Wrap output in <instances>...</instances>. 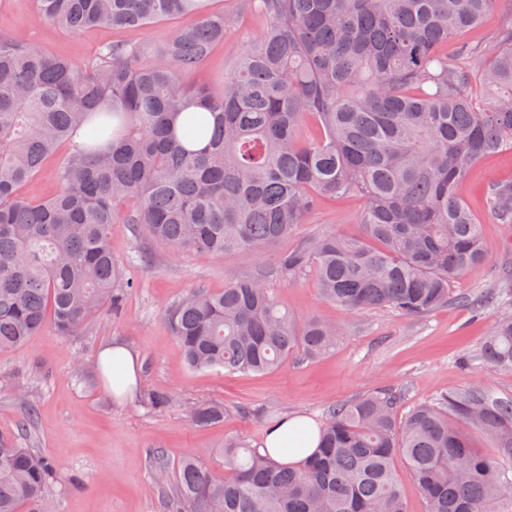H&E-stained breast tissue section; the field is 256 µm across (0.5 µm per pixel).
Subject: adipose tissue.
Here are the masks:
<instances>
[{"label": "adipose tissue", "mask_w": 512, "mask_h": 512, "mask_svg": "<svg viewBox=\"0 0 512 512\" xmlns=\"http://www.w3.org/2000/svg\"><path fill=\"white\" fill-rule=\"evenodd\" d=\"M101 368H112L120 374L119 383L113 384L112 392L117 400H127L131 387L137 386L141 370L137 351L125 342L114 340L105 344L98 353ZM319 427L311 418L292 414L273 428L267 430L261 452L283 465H295L311 455L317 448Z\"/></svg>", "instance_id": "adipose-tissue-1"}]
</instances>
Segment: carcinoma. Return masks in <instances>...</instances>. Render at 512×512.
Returning a JSON list of instances; mask_svg holds the SVG:
<instances>
[{"instance_id":"obj_1","label":"carcinoma","mask_w":512,"mask_h":512,"mask_svg":"<svg viewBox=\"0 0 512 512\" xmlns=\"http://www.w3.org/2000/svg\"><path fill=\"white\" fill-rule=\"evenodd\" d=\"M265 25L220 91L192 81L230 33L232 8L208 0H36L37 18L77 34L197 22L158 49L107 45L78 64L0 33V351L52 325L69 336L124 281L112 228L154 244L253 255L291 235L322 202L365 205L354 228L279 255L275 274L310 273L321 298L353 312L425 318L458 300L454 284L485 260L480 224L459 186L481 160L512 150V13L488 42L448 40L481 25L494 0H244ZM193 104L203 111L178 119ZM312 126L315 137L302 135ZM85 130L88 142L72 144ZM55 193L26 196L65 145ZM132 200L131 210L119 205ZM487 205L512 224V181ZM257 274L220 292L193 288L168 324L194 371L263 373L299 353L319 358L341 330L281 309ZM472 303L512 305V272ZM512 372V312L489 328L474 362ZM169 396L148 390L164 409ZM399 395L368 393L327 411L320 446L286 466L224 439V473L191 452L177 465L167 512H408L393 467L404 459L426 512H512V397L454 388L398 417ZM194 406L192 425L224 421ZM491 439L496 454L476 450ZM53 458L0 437V512H53Z\"/></svg>"}]
</instances>
